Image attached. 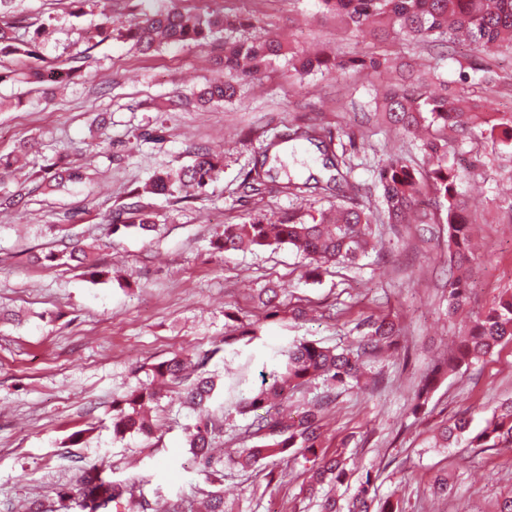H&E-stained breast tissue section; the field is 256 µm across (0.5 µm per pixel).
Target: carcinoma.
<instances>
[{
    "label": "carcinoma",
    "mask_w": 512,
    "mask_h": 512,
    "mask_svg": "<svg viewBox=\"0 0 512 512\" xmlns=\"http://www.w3.org/2000/svg\"><path fill=\"white\" fill-rule=\"evenodd\" d=\"M326 10L350 33L359 32L364 26H376L383 40L391 38L400 29L414 38L433 37L454 45H480L485 48L507 47L512 50V0H322ZM253 26L251 16H229L220 13L182 12L177 9H159L145 19L128 26L122 36L134 42L140 50L151 53L164 45L195 42L207 45L217 35L233 29ZM41 32L25 41L18 38L13 27L0 21V56L32 58ZM283 52L282 44L273 40L239 39L224 41V71L242 73L258 69ZM386 55L376 51L344 59L339 65L356 72L377 69L386 64ZM330 60L298 58L293 62L297 75L303 76L323 66ZM482 72L479 79L462 75L465 86L450 93L443 86L432 91L424 86H403L389 92L383 100L382 112L388 122L406 131H415L423 125L434 129V134L420 142V150L427 158L425 168H418L406 159L389 157L377 170L376 181L380 189L379 207L371 209L351 201L336 207L329 218L322 214L309 220H288L268 223L256 219L248 224H226L224 231L213 242L220 251L236 250L243 245L266 247L287 244L309 260L310 274L340 259H356L372 249L374 224H444L448 242V312L457 311L466 301L469 283L465 275L472 261L471 222L461 192V173L458 155L463 146L486 142L493 149L512 148V112L499 111L483 95L473 96L474 89L482 90L497 81L498 75L488 67L474 69ZM61 80L73 78L75 70L32 68V81H45L46 74ZM237 88L226 81L215 80L197 92L205 102L229 101ZM290 139L310 144L318 142L324 147L318 129L298 126L289 134ZM336 174L324 183H291L288 189L306 192L311 188L336 191L340 194L347 186V175L341 172L345 159L339 155L329 159ZM224 168V160L202 150L194 161L178 170H163L145 184L142 192L174 196L191 187L197 195L217 179ZM78 178L68 166H53L44 177L48 188L58 187ZM112 232L137 228L143 232L155 229L152 214L138 203H131L109 215ZM76 263L83 273L93 279L106 278L110 271L94 260L77 241L64 245L59 253L50 252L43 260L55 262L60 258ZM397 323L382 317L368 322V332L359 350L336 352L316 343H294L284 352L285 365L271 382L243 399L241 412L254 415L253 431L249 444L243 448L236 464L243 470L264 461L282 457L291 449L303 457H312L313 467L306 487V494L320 499V512H371V477L365 476L356 494L342 507L336 498L335 487L344 483L346 459L342 455L322 450V428L325 413L336 399L335 390L357 383L363 375L365 359L390 346L397 335ZM512 342V289L500 293L493 304L475 320L469 334L462 338L453 353L436 364L419 390L418 398L437 381L443 370L452 371L463 364L490 355L504 343ZM219 352L215 348L196 357L198 373L188 379L184 371L188 357L173 354L153 366V373L174 384H185L184 399L198 413L197 422L187 433L188 448L196 472L205 476L213 485L224 478V462L212 453L216 438L211 419V406L217 399L221 386L217 375L206 366ZM328 383V390L313 405L294 416L284 409L288 395L298 386L317 379ZM160 398L153 388L135 390L114 403L112 435L122 439L126 434L150 435L152 423L143 413L146 403ZM469 421L457 417L451 423L439 426L435 435L436 445L448 448L469 433ZM512 444V401L500 405L486 420L485 428L469 438V446L498 448ZM80 499L72 501L65 492L59 493L60 509L70 512L77 506L80 512H111L126 509L131 497L130 481L118 480L103 468L84 472L80 482ZM206 512H229L224 494L210 491L206 495Z\"/></svg>",
    "instance_id": "carcinoma-1"
}]
</instances>
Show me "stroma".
<instances>
[{"label": "stroma", "mask_w": 512, "mask_h": 512, "mask_svg": "<svg viewBox=\"0 0 512 512\" xmlns=\"http://www.w3.org/2000/svg\"><path fill=\"white\" fill-rule=\"evenodd\" d=\"M160 7L251 13L258 35L311 57H348L376 44L370 31L340 30L321 0H112V17L120 28ZM7 19L19 36L40 26L47 33L36 57L0 58V155L30 147L24 168L0 178V192L27 193L18 207L0 211V309L14 315L0 322V512H26L35 500L44 512H57L59 492L102 459L115 478H134V496L162 503L200 498L209 484L181 466L196 412L168 393L151 413L153 440H117L114 399L149 385L153 365L173 353L215 350L238 325H254L252 344L215 350L208 365L224 386L217 443L238 448L252 417L236 403L281 370L282 350L300 340L355 346L360 322L385 315L401 332L391 351L368 362L373 385L338 391L323 422L324 449L347 460L349 479L338 495L348 500L368 477L375 501L397 500L402 512H494L512 489V447L439 448L435 435L442 421L460 415L481 427L512 399V342L442 376L421 411L413 405L427 369L447 358L502 289H512V223L488 210L496 185L512 183V150L483 149L480 164L463 169L469 209L487 220L476 226L470 293L453 315L446 242L420 241L413 227L396 234L377 225L374 250L325 265L314 280L307 259L290 246L218 253L210 242L228 224L307 220L339 205L335 194L294 195L286 187L329 176L315 146L289 140L302 122L331 136L358 201L376 204L375 173L384 160L422 162L418 139L375 114L381 94L401 84L405 66L448 82L458 81L462 68L490 67L499 75L497 106L511 111L512 53L470 45L451 60L443 48L399 33L386 46L390 64L379 70L332 68L301 78L283 56L238 76L233 101L204 106L195 93L223 77L216 63L221 44L168 45L146 56L116 34L90 51L72 81L39 87L26 83L28 68L70 67L74 42L102 22L100 8L95 0H85L79 13L70 0H13ZM200 148L224 157V171L205 195L143 193L155 173L192 163ZM264 161L278 170L277 180L242 197L243 179ZM54 163L78 168L82 180L47 189L43 175ZM135 201L153 213L155 230L112 233L107 215ZM64 223L109 277L94 281L66 265L34 263V256L62 249ZM269 287L278 290L272 308L258 300ZM296 306L306 316L292 319ZM77 431L83 441L70 445ZM310 467L298 454L248 471L225 463L226 500L235 512H317L303 491ZM441 473L452 489L437 499L430 484Z\"/></svg>", "instance_id": "obj_1"}]
</instances>
